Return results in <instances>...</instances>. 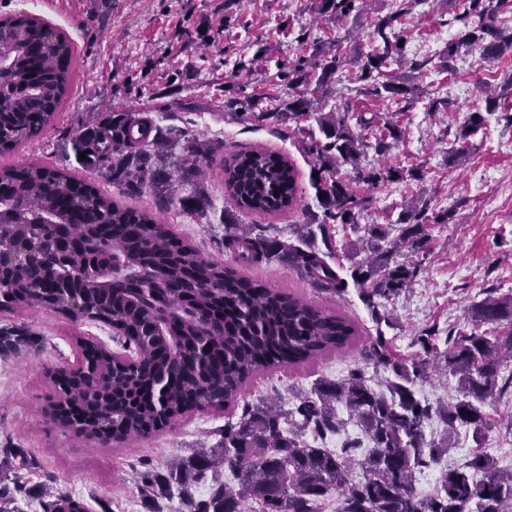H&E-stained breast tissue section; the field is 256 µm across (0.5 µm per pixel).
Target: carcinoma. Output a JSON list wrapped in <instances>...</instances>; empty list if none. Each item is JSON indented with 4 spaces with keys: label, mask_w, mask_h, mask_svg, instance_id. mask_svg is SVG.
I'll list each match as a JSON object with an SVG mask.
<instances>
[{
    "label": "carcinoma",
    "mask_w": 512,
    "mask_h": 512,
    "mask_svg": "<svg viewBox=\"0 0 512 512\" xmlns=\"http://www.w3.org/2000/svg\"><path fill=\"white\" fill-rule=\"evenodd\" d=\"M355 2L315 0L318 14L330 19L351 12ZM418 2L395 0V11L371 23L370 50L363 54L358 80L379 100L399 103L416 93L414 85L387 69L404 56L398 25ZM468 3L456 19L460 27L446 58L463 48L486 58L512 52V30L494 22L500 3ZM471 16L483 22L476 25ZM72 63V44L64 33L24 12L0 17V158L39 138L55 119ZM345 63L343 53L323 48L288 61L276 78L295 94L273 109L253 95L224 99V109L240 121L294 124L314 159L317 176L311 185L324 194L316 198L320 214L305 225L300 244L226 220L224 247L246 265L285 257L314 287L337 296L352 282L380 324L388 319L380 300L400 294L418 274L417 266L392 261L394 249L424 245L426 225L446 224L449 216L430 214L424 206L401 209L400 235L389 248L381 245L389 228L370 225L372 256L353 266L349 281L327 263L336 225L357 223L366 207L357 185L421 178L415 169L361 167L366 144L348 116L317 108L320 90ZM510 106L512 87L486 99L485 110L468 113L460 138L477 135L487 125L486 115ZM311 119L318 129L307 125ZM184 136L183 129L163 127L150 113L132 108L86 126L72 139V151L85 155L82 166L112 173V183L131 195L151 190L160 211L176 206L200 221L207 218L206 199L175 196L172 177L159 176L152 161L151 147ZM399 137L397 126L383 124L374 150L387 151L388 139ZM189 151L194 166L219 161L224 189L242 213L275 215L301 201L298 173L284 156L250 150L226 158L206 144ZM341 165L350 166L351 175L338 180ZM0 251V313L40 307L74 322L102 323L134 350L138 364L129 371L99 345L78 341L95 373L62 381L65 401L45 408L61 428L101 444L148 438L188 413L224 409L239 401L259 373L306 363L348 346L356 336L346 318L201 257L160 217L122 205L66 169L38 161L0 164ZM470 318L472 331L448 333L442 352L431 343L432 334L419 338L423 353L409 362L394 354L383 336L376 337L364 359L393 372L390 395L375 391L357 367L340 381H319L286 414L278 406L245 403L238 419L224 424L220 447L198 450L164 473L147 468L138 493L153 501L173 492L186 496L199 475L227 468L238 488L217 480L207 498L188 500V512H321L335 493L337 512H512V471L500 470L482 451L442 471L433 494L419 499L413 493L416 473L441 454L425 440L426 421L436 414L449 429L478 434L487 424L482 405L495 395L512 396V374L500 372L502 361L512 357V329L505 336L480 331L504 320L512 326V297H486L472 305ZM439 370L457 378L463 399L435 409L416 397L415 386ZM338 403L372 444L361 461L355 459V443L336 454L304 440L307 431L321 437L336 431ZM43 512L88 509L78 497L57 494Z\"/></svg>",
    "instance_id": "1"
}]
</instances>
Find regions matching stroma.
I'll use <instances>...</instances> for the list:
<instances>
[{
  "label": "stroma",
  "mask_w": 512,
  "mask_h": 512,
  "mask_svg": "<svg viewBox=\"0 0 512 512\" xmlns=\"http://www.w3.org/2000/svg\"><path fill=\"white\" fill-rule=\"evenodd\" d=\"M391 4L392 0H358V11L335 25L316 14L313 0H33L28 7L19 0H0L2 15L24 10L66 32L74 56L70 90L53 124L41 138L11 155V162L39 160L67 167L133 208L151 207L152 195H122L111 179L82 168L71 138L97 115L135 108L156 118L170 114L172 125L208 139L215 129H224L228 155L260 148L284 155L298 172L302 205L273 221L260 215H244L240 221L254 231L275 223L281 239L296 240L301 226L318 210L310 185L313 162L300 136L287 127L241 123L227 114L224 77L236 74L246 94L271 93L269 77L277 62L317 45L347 54L346 65L323 93L327 104L353 114L380 113L382 122L401 129L386 156L369 148L362 161L415 168L420 179L361 185L370 205L357 224L337 226L333 264L341 266L343 277H350L353 264L367 255L366 228L396 221L406 202H428L435 211L451 213V223L432 225L422 252L400 253V260L418 264L419 273L412 288L384 301L389 321L381 326L373 321L357 288H348L340 297L319 292L282 259L245 268L246 276L340 311L359 328L354 343L344 351L305 366L267 372L246 388L244 397L250 403L276 400L291 408L319 380L343 379L358 366L376 390L386 391V373L362 359L376 335H383L399 357L409 359L421 353L418 338L427 331H435V342L441 346L449 332L470 330L473 302L490 295L512 296V121L497 111L484 136L467 141L458 137L464 115L481 106L483 90L500 89L512 81V54L488 62L469 51L444 62L443 52L458 29L455 17L463 13L465 2L420 0L401 21L404 59L388 70L416 86L414 98L397 104L362 95L357 77L371 40L369 22L387 13ZM262 45L269 53L261 66L235 72L236 62L251 60ZM434 96L447 99L446 112L429 114L428 101ZM461 148L466 151L464 162L452 164L451 156ZM178 188L185 194H204L211 221L199 224L173 209L165 213L166 223L204 257L234 265V253L223 245L222 219L236 206L220 174L203 181L190 175ZM492 195L498 196L499 204L489 209L484 200ZM7 326L26 334L25 342L0 352V487L14 493L18 512H43L50 491L81 497L90 512H149L134 484L144 464L162 469L197 448L220 445L221 431L232 417L228 410L191 414L150 438L109 445L64 435L42 412L54 394L45 369L76 363L77 338L92 339L111 350L118 349V342L108 326L75 323L42 308L20 315L1 313L0 327ZM485 411L491 426L480 436L465 428L446 434L435 418L425 424L427 442L447 441L449 451L438 465L416 475L418 496L435 490L443 468L462 465L478 449L494 457L501 469H512V398H493ZM19 474L28 480L30 495L15 494L14 478Z\"/></svg>",
  "instance_id": "1"
}]
</instances>
